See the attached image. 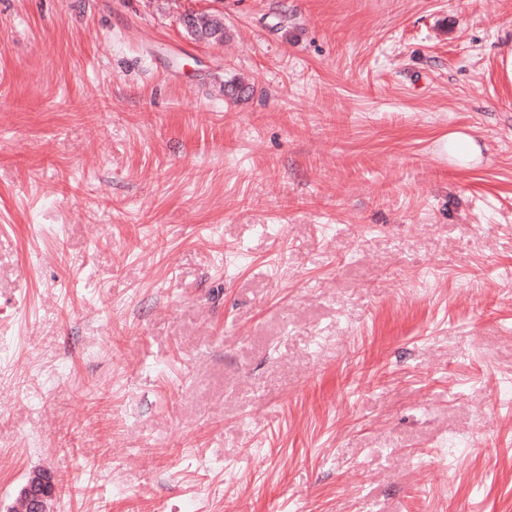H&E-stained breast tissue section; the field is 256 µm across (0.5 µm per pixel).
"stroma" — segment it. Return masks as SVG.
Here are the masks:
<instances>
[{
	"mask_svg": "<svg viewBox=\"0 0 512 512\" xmlns=\"http://www.w3.org/2000/svg\"><path fill=\"white\" fill-rule=\"evenodd\" d=\"M511 48L512 0H0V512H512ZM188 24L194 22L193 27H188L186 24V30L193 36L197 37L196 34L199 31L206 32V39L211 42L220 43L224 41V21L221 15L217 13H206L201 16H193L188 14ZM56 498L55 475L48 470L33 471L21 487L16 507L10 512H50Z\"/></svg>",
	"mask_w": 512,
	"mask_h": 512,
	"instance_id": "1",
	"label": "stroma"
}]
</instances>
